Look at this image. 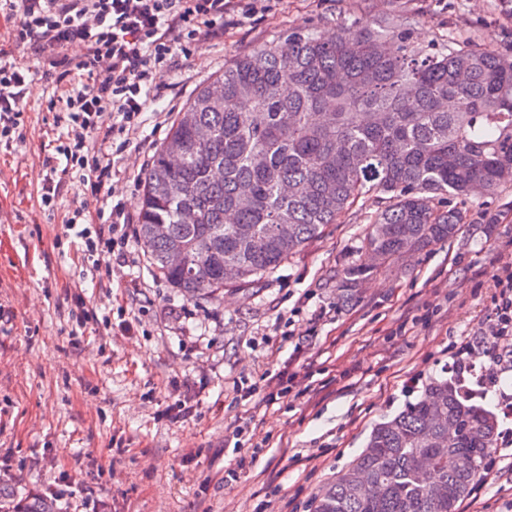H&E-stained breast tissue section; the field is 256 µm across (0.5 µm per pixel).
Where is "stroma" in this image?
<instances>
[{
    "label": "stroma",
    "instance_id": "1",
    "mask_svg": "<svg viewBox=\"0 0 512 512\" xmlns=\"http://www.w3.org/2000/svg\"><path fill=\"white\" fill-rule=\"evenodd\" d=\"M415 16L411 48L474 38L512 52V0H403ZM389 0H271L187 61L157 72L159 94L114 180L140 221L142 163L178 112L226 62L291 27L335 31L390 11ZM43 82L27 95L23 138L0 150V482L49 493L58 512H312L314 495L364 448L374 424L452 376L455 342L488 327L495 276L512 270V188L472 199L452 240L405 269L364 280L350 303L336 272L358 259L365 214L291 257L262 283L188 297L151 266L139 237L107 284L92 285L66 238L77 199L54 216L39 206L41 160L54 138ZM282 374L277 400L241 398L240 381ZM476 404L498 418L495 451L459 512H512V366H498ZM192 411L177 417L178 399ZM240 447H225L235 426ZM234 471L225 480V471Z\"/></svg>",
    "mask_w": 512,
    "mask_h": 512
}]
</instances>
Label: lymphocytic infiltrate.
Returning a JSON list of instances; mask_svg holds the SVG:
<instances>
[{"label":"lymphocytic infiltrate","mask_w":512,"mask_h":512,"mask_svg":"<svg viewBox=\"0 0 512 512\" xmlns=\"http://www.w3.org/2000/svg\"><path fill=\"white\" fill-rule=\"evenodd\" d=\"M260 0H0L12 20V50L0 48V147L20 139L33 81L51 87L64 133L44 154L40 205L54 211L63 178H78L81 198L65 222L77 249L93 265L111 263L130 238L126 205L112 189L118 156L152 104L157 71L178 65L192 47L223 36L224 18H250ZM82 48L80 56L69 53ZM28 51L18 59L15 48ZM492 324L475 346L503 363L497 341L512 335V271L496 276Z\"/></svg>","instance_id":"1"}]
</instances>
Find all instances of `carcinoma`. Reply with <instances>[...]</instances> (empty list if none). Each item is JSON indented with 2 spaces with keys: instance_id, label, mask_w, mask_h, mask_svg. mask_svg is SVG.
Returning a JSON list of instances; mask_svg holds the SVG:
<instances>
[{
  "instance_id": "carcinoma-1",
  "label": "carcinoma",
  "mask_w": 512,
  "mask_h": 512,
  "mask_svg": "<svg viewBox=\"0 0 512 512\" xmlns=\"http://www.w3.org/2000/svg\"><path fill=\"white\" fill-rule=\"evenodd\" d=\"M411 22L392 11L332 35L290 28L199 90L143 179L138 234L157 272L190 297L245 287L372 198L379 207L363 248L376 260L338 272L347 297L379 268L454 238L471 183L498 200L512 186V55L475 42L413 54ZM383 41L386 55L377 53ZM284 183L304 192L284 196ZM279 224L290 226L288 236ZM175 251L185 254L184 266L171 264ZM227 265L237 268L233 283L224 281ZM437 397L459 433L434 432ZM497 438V418L472 402L459 378L434 379L418 402L374 426L371 452L350 464L367 475V492L352 494L340 473L314 497L313 512H458ZM419 456L435 460L428 485ZM440 485L444 498L434 491ZM10 512L55 505L32 495Z\"/></svg>"
}]
</instances>
